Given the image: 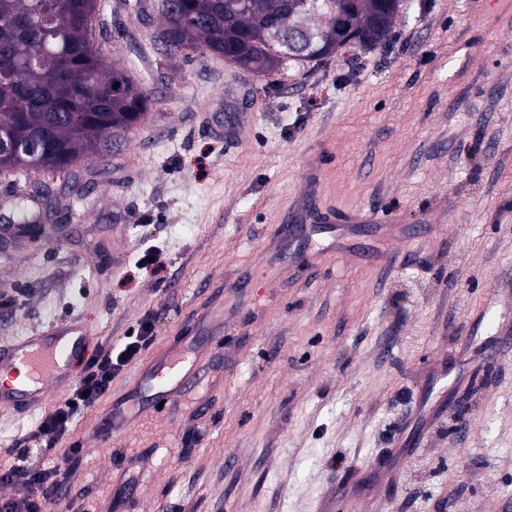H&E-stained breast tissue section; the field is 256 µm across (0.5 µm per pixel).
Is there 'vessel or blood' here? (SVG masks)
Wrapping results in <instances>:
<instances>
[{"instance_id":"b4317fda","label":"vessel or blood","mask_w":512,"mask_h":512,"mask_svg":"<svg viewBox=\"0 0 512 512\" xmlns=\"http://www.w3.org/2000/svg\"><path fill=\"white\" fill-rule=\"evenodd\" d=\"M318 174V162H311L300 202L282 213L271 250H281L285 244L300 239L317 242L326 225L334 223L333 209L319 206ZM92 336V328L73 316L1 347L0 371L20 370L24 376L17 381L0 383V406L31 413L42 407L51 393L71 388L77 380L75 366L85 358ZM200 377L199 369L190 363L188 356L178 355L172 349L152 360L150 366L140 368L137 382L145 387L146 403L168 404Z\"/></svg>"}]
</instances>
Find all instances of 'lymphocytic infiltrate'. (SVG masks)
Masks as SVG:
<instances>
[{"mask_svg":"<svg viewBox=\"0 0 512 512\" xmlns=\"http://www.w3.org/2000/svg\"><path fill=\"white\" fill-rule=\"evenodd\" d=\"M154 341L153 324L146 319L137 334L123 344L101 345L95 349L68 396L45 411L28 432L30 441L59 448L58 457L37 467L26 465L19 458L0 467V483L13 486L18 492L17 498L0 501V512H47L52 506L68 512L69 500L58 496L57 490L68 464L81 452L79 441L73 438L78 419L110 394L113 379Z\"/></svg>","mask_w":512,"mask_h":512,"instance_id":"lymphocytic-infiltrate-1","label":"lymphocytic infiltrate"}]
</instances>
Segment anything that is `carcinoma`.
<instances>
[{
    "label": "carcinoma",
    "instance_id": "obj_1",
    "mask_svg": "<svg viewBox=\"0 0 512 512\" xmlns=\"http://www.w3.org/2000/svg\"><path fill=\"white\" fill-rule=\"evenodd\" d=\"M400 0H156L152 39L167 54L219 55L253 72L298 70L339 49L376 46L394 27ZM97 0H0V138L20 151L0 167L63 171L103 157L150 110L124 69H107L93 37ZM298 14L309 32L294 30ZM282 30L272 45L265 32Z\"/></svg>",
    "mask_w": 512,
    "mask_h": 512
}]
</instances>
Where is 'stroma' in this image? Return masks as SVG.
Returning a JSON list of instances; mask_svg holds the SVG:
<instances>
[{"label": "stroma", "instance_id": "obj_1", "mask_svg": "<svg viewBox=\"0 0 512 512\" xmlns=\"http://www.w3.org/2000/svg\"><path fill=\"white\" fill-rule=\"evenodd\" d=\"M153 2L96 13L104 65L152 100L121 149L0 168V347L72 315L117 345L150 316L151 357L224 324L173 410L88 437L134 361L81 416L77 508L324 512L348 484L339 512H512V0H403L382 44L266 76L167 55ZM242 106L243 139L214 137ZM321 148L323 204L391 220L351 230L353 258L266 266ZM37 189L50 216L15 227L13 200ZM151 247L158 274L134 264ZM33 421L0 409V453L38 464Z\"/></svg>", "mask_w": 512, "mask_h": 512}]
</instances>
